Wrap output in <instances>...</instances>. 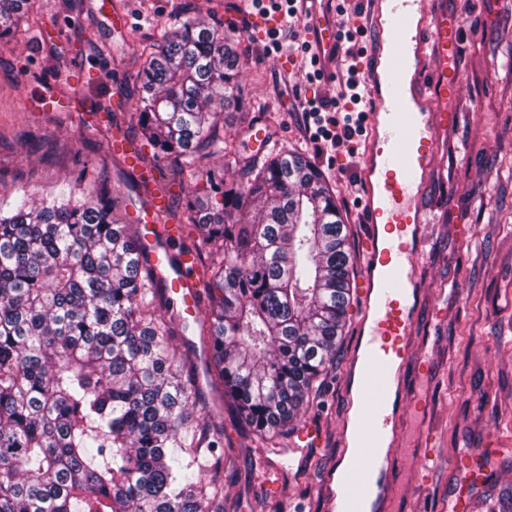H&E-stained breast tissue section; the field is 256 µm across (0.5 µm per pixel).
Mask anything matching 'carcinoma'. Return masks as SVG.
Wrapping results in <instances>:
<instances>
[{
    "label": "carcinoma",
    "instance_id": "cac0c4a2",
    "mask_svg": "<svg viewBox=\"0 0 512 512\" xmlns=\"http://www.w3.org/2000/svg\"><path fill=\"white\" fill-rule=\"evenodd\" d=\"M27 0H0V45ZM231 37L198 15L152 47L137 124L205 181L187 199L204 271L211 386L262 446L321 396L350 319L356 255L336 195L299 150L244 160ZM243 164L224 178V165ZM104 187L0 210V512H224V431L197 417L161 289Z\"/></svg>",
    "mask_w": 512,
    "mask_h": 512
}]
</instances>
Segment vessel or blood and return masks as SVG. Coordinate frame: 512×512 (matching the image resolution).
Instances as JSON below:
<instances>
[{
	"instance_id": "1",
	"label": "vessel or blood",
	"mask_w": 512,
	"mask_h": 512,
	"mask_svg": "<svg viewBox=\"0 0 512 512\" xmlns=\"http://www.w3.org/2000/svg\"><path fill=\"white\" fill-rule=\"evenodd\" d=\"M373 38L367 50L366 151L358 174L365 188L361 339L349 366L364 416L346 440L355 466L338 497L340 512H387L392 489L385 480L389 457L401 442L391 390L393 369L409 355L417 321L418 258L426 243L430 212L423 203L437 154L436 131L447 123L442 104L451 90L448 58L458 39L446 14L428 13L423 0H371ZM167 200L152 195L135 214L145 231L141 242L150 266L167 269V292L181 313L199 318L201 280L192 275V253L171 257L170 242L183 228L163 223Z\"/></svg>"
}]
</instances>
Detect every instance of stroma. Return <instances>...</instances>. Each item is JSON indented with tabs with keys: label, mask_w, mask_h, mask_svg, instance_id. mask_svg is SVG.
<instances>
[{
	"label": "stroma",
	"mask_w": 512,
	"mask_h": 512,
	"mask_svg": "<svg viewBox=\"0 0 512 512\" xmlns=\"http://www.w3.org/2000/svg\"><path fill=\"white\" fill-rule=\"evenodd\" d=\"M424 3L458 23L460 46L450 64L453 120L439 134L424 197L434 222L420 261L418 321L398 371L396 399L402 429L434 428L437 468L432 479H422L417 460L424 450L406 439L386 481L397 491L395 512H450L451 499L460 496L472 497V512H512V0ZM186 10L231 24L253 122L271 148L301 151L323 173L354 248H361L360 195L352 186L365 137L355 139L353 152L320 153L299 134L294 117L299 100L336 97L345 61L335 58L332 76L314 79L310 56L300 47L264 51L260 34L285 28L288 19L262 16L249 0H30L9 44L0 47V207L70 192L83 168L89 180H106L124 220L147 205L138 171L113 155L109 142L113 127H122L143 164L151 163L154 150L133 116L137 73ZM48 95L55 106L36 107V99ZM174 168L167 159L155 174L176 223L185 197L201 194L205 183L188 172L175 176ZM360 306L353 300L323 394L275 438L288 451L275 495L260 481L267 459L253 434L237 425L231 405L208 383L211 358L198 323L174 318L172 345L193 364L209 424L224 431V512H330L324 486L345 457L344 429L354 404L347 370ZM423 391L432 400L426 417L413 406ZM308 425L321 433L319 446L301 441ZM462 459L480 472L478 482L456 473Z\"/></svg>",
	"instance_id": "obj_1"
}]
</instances>
